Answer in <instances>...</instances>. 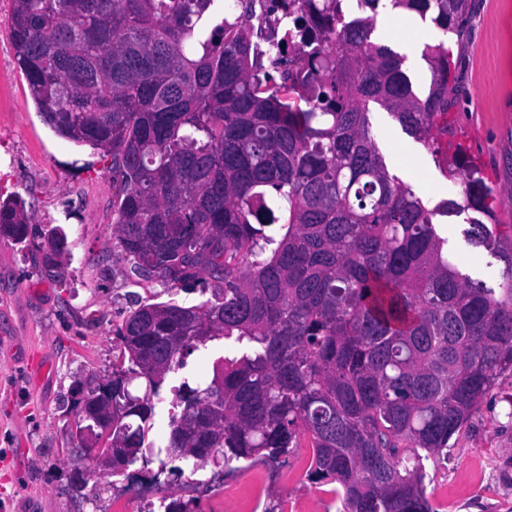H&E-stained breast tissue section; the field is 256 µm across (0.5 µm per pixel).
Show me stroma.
I'll return each mask as SVG.
<instances>
[{
    "label": "stroma",
    "mask_w": 512,
    "mask_h": 512,
    "mask_svg": "<svg viewBox=\"0 0 512 512\" xmlns=\"http://www.w3.org/2000/svg\"><path fill=\"white\" fill-rule=\"evenodd\" d=\"M14 0H0V200L20 198L30 218L29 244L0 237V512H113V500L130 501L129 480L87 474L73 490L71 472L83 465L75 437L76 383L99 382L119 354L112 328L132 299L155 303L200 294H170L152 280L132 277L114 238L112 159L58 136L37 110L14 59L8 19ZM417 43L403 69L414 92L427 96L431 83L427 46L452 51L453 95L448 119L456 134L432 150L406 134L380 109L370 120L375 133L389 131L421 163L412 169L391 146L382 145L388 168L430 208L458 198L462 187L446 175L464 155L497 194L512 191V0H468L461 33H442L431 19L411 14ZM471 212L436 216L460 269L497 287L504 265L472 247L464 231ZM64 230L67 246L56 267L36 249L52 228ZM224 340L208 342L172 372L167 386L183 379H211ZM512 374L500 377L450 442L447 458L426 467V493L436 512H512ZM309 448H295L293 481L258 474L241 465V482L261 475L266 498L288 499L299 512H337L326 487L303 477ZM198 500L200 512H234L237 505L224 469L206 460L195 473L161 485L159 496Z\"/></svg>",
    "instance_id": "stroma-1"
}]
</instances>
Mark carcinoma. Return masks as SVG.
Listing matches in <instances>:
<instances>
[{"instance_id":"carcinoma-1","label":"carcinoma","mask_w":512,"mask_h":512,"mask_svg":"<svg viewBox=\"0 0 512 512\" xmlns=\"http://www.w3.org/2000/svg\"><path fill=\"white\" fill-rule=\"evenodd\" d=\"M15 58L44 121L112 156L115 231L132 272L193 293L144 303L115 330L112 380L85 398L112 411V447L179 479L191 461H273L308 440L306 480L336 485L341 512H437V461L479 401L512 372V225L497 198L464 184L445 214L482 215L469 244L504 263L490 288L462 273L410 186L390 173L369 113L388 112L432 147L448 114V52L431 49L421 99L403 57L372 40L381 0H325V29L284 72L285 45L252 40L255 0H14ZM462 32L467 0H387ZM0 229L29 236L22 201ZM206 292V289L199 290ZM224 337L238 354L210 383L173 391L163 442L148 440L168 373ZM145 382L143 396L133 381ZM162 512H196L164 497Z\"/></svg>"}]
</instances>
